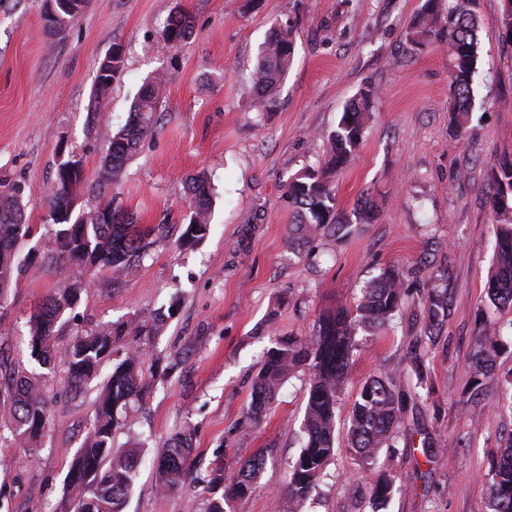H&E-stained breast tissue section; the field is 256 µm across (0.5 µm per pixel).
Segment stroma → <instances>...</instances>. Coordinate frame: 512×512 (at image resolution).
I'll return each instance as SVG.
<instances>
[{
  "label": "stroma",
  "instance_id": "obj_1",
  "mask_svg": "<svg viewBox=\"0 0 512 512\" xmlns=\"http://www.w3.org/2000/svg\"><path fill=\"white\" fill-rule=\"evenodd\" d=\"M424 0H85L61 34L48 31L41 0H0V178L20 183L28 223L44 224L60 152L78 154L84 182L76 214L96 210L100 161L125 124L144 82L163 76L166 97L154 131L118 180L115 207L140 224L163 225L129 275H90L64 336L107 322L171 311L147 346L160 367L113 439L143 442L124 512H203L205 489L223 462L225 477L263 455L251 498L234 512H372L369 479L337 451L310 497H288V471L301 451L309 372L280 386L258 426H249L251 384L275 337L302 338L326 309L354 305L365 281L385 267L406 276L399 313L385 328L360 332L337 416L346 419L360 383L403 380L410 353L422 354L429 401L407 412L396 452L378 468L402 490L384 512H485L491 462L512 442V312L485 307L494 224L485 191L500 157L512 155V43L500 26L502 0H478L483 51L474 83L469 137L448 125L450 58L445 45L412 51L406 30ZM185 15L189 38L171 46L162 30ZM293 31L294 60L267 111L253 104L252 78L272 29ZM120 49L124 65L106 110L91 99L99 63ZM378 88L363 144L335 178L336 208L348 224L288 249L293 215L284 198L292 175L324 163L327 136L364 85ZM206 171L215 186L210 232L179 243L193 210L183 182ZM371 223H354L362 204ZM448 287V316L423 341L422 299L430 277ZM64 277L38 266L0 306V353L29 358L30 315ZM500 330L505 351L490 374L470 368L481 329ZM94 391L52 405L37 453L0 445V512H73L65 478L91 425ZM195 431L193 463L176 490L152 475L165 441ZM432 438V456L422 453Z\"/></svg>",
  "mask_w": 512,
  "mask_h": 512
}]
</instances>
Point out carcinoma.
Masks as SVG:
<instances>
[{"label":"carcinoma","instance_id":"carcinoma-1","mask_svg":"<svg viewBox=\"0 0 512 512\" xmlns=\"http://www.w3.org/2000/svg\"><path fill=\"white\" fill-rule=\"evenodd\" d=\"M476 0H424L406 32L407 42L415 49L436 42L447 46L450 57L449 124L456 140L466 138L473 100L474 75L481 57ZM191 35L181 16L170 18L163 38L178 44ZM294 43L291 30L275 28L269 35L254 70L253 90L256 106L270 104L281 81L292 65ZM165 85L160 79L145 84L136 98L126 123L113 136L102 160L100 177L115 181L138 144L150 134L161 108ZM378 88L362 87L347 104L328 138L323 171L306 168L289 178L285 196L293 212L298 239L303 241L320 231H336L344 221L336 215V194L331 176L343 169L360 148L371 117ZM83 181V172H72L58 164L47 197L52 224L57 226L47 252L50 270L64 275L74 267L116 276L132 271L134 258L144 254L155 229L136 223L134 217L113 207L105 199L95 214L105 219H82L65 210L75 205V186ZM213 185L200 171L185 182V194L194 208V216L182 232V243L203 240L209 230L208 211ZM21 185L0 179V301L9 288L34 266L40 252L29 248L22 253L20 244L34 234L22 206ZM495 219V255L489 269L487 307L496 312L512 310V156L501 158L487 187ZM88 288V281L75 277L67 285L47 296L29 320L30 361L35 367L0 361V405L9 408L4 426L9 441L36 452L49 426L48 385L57 367L63 368V387L77 397L98 377L102 364L112 356L114 346L129 343L125 358L112 368L92 402L91 429L71 461L67 489L74 512H123L125 497L138 472L139 449L112 447L115 432L123 426L122 417L143 399L146 387V346L166 322V314L157 311L134 316L101 328L75 334L65 345L58 341L64 314L73 311ZM405 295L403 275L395 268H384L362 289L354 308L338 307L323 313L305 338L277 337L265 351L262 368L251 388L249 422L258 424L269 409L286 375L298 366L310 373L308 397L303 418L301 451L291 466L288 494L294 501L305 500L319 479L327 461L336 454V413L339 396L357 350L360 329L380 330L394 318ZM448 299L434 289L425 298L427 339L439 333L447 316ZM504 344L499 336L483 332L471 366L477 377L488 373ZM406 374L416 379L405 387L386 376H371L360 386L349 414L347 451L359 459L371 475L370 493L373 512L388 505L399 491L396 477L376 470L382 449L396 450L398 428L407 400L419 396L427 385L424 359L415 354ZM193 432L185 429L168 438L155 469V483L165 493L177 489L185 479L194 451ZM265 459L256 455L244 461L235 476L224 484L223 493L206 498L205 512H226L232 502L250 498ZM487 512H512V445L499 449L493 464L492 484L487 497Z\"/></svg>","mask_w":512,"mask_h":512}]
</instances>
